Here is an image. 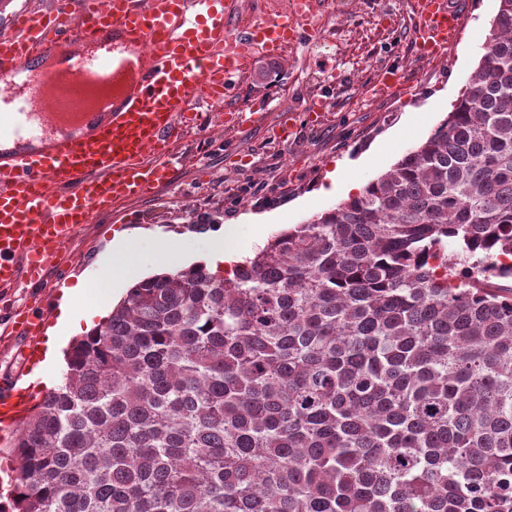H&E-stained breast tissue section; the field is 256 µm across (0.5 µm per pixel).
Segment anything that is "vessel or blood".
I'll return each instance as SVG.
<instances>
[{
	"label": "vessel or blood",
	"instance_id": "b4317fda",
	"mask_svg": "<svg viewBox=\"0 0 512 512\" xmlns=\"http://www.w3.org/2000/svg\"><path fill=\"white\" fill-rule=\"evenodd\" d=\"M412 45L427 59L456 40L462 15L450 0H417ZM232 0H84L13 10L0 29V288L41 282L61 248L123 200L167 183L170 147L193 125L197 101L224 105V123L255 51L275 57L309 34L279 15L232 28ZM234 51H225L226 43ZM396 69L370 87L392 95ZM13 332L38 335L44 317L12 312ZM33 401L26 388L0 385V429L20 423Z\"/></svg>",
	"mask_w": 512,
	"mask_h": 512
}]
</instances>
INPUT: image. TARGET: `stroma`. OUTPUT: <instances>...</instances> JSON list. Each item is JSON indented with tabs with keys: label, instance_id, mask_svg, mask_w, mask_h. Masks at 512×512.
Masks as SVG:
<instances>
[{
	"label": "stroma",
	"instance_id": "obj_1",
	"mask_svg": "<svg viewBox=\"0 0 512 512\" xmlns=\"http://www.w3.org/2000/svg\"><path fill=\"white\" fill-rule=\"evenodd\" d=\"M334 2L332 35L317 32L291 46L276 71H267L265 57L251 59L237 101L265 108L261 121L228 130L209 106H200L197 127L176 145V166L165 186L82 225L42 287L0 291V378L46 391L38 371L42 354H31L30 341L7 331L6 314L37 305L47 326H54L64 289L81 281L98 288L99 260L116 234L138 235L148 276L162 270L152 261V241L159 236L179 239L182 249L198 257L213 232L232 224L248 256L257 236L271 238L339 204V197L317 193L335 169L361 187L385 173L451 111L498 9V0H467L458 39L443 58L429 62L410 44L415 0ZM388 67L404 71L403 89L386 98L365 97ZM317 98L327 102L320 122L301 119L288 140L274 136L282 111L302 115ZM252 215L276 221L262 232L249 223Z\"/></svg>",
	"mask_w": 512,
	"mask_h": 512
}]
</instances>
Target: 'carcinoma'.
<instances>
[{
    "mask_svg": "<svg viewBox=\"0 0 512 512\" xmlns=\"http://www.w3.org/2000/svg\"><path fill=\"white\" fill-rule=\"evenodd\" d=\"M428 139L146 278L8 439L17 512H512V0Z\"/></svg>",
    "mask_w": 512,
    "mask_h": 512,
    "instance_id": "carcinoma-1",
    "label": "carcinoma"
}]
</instances>
